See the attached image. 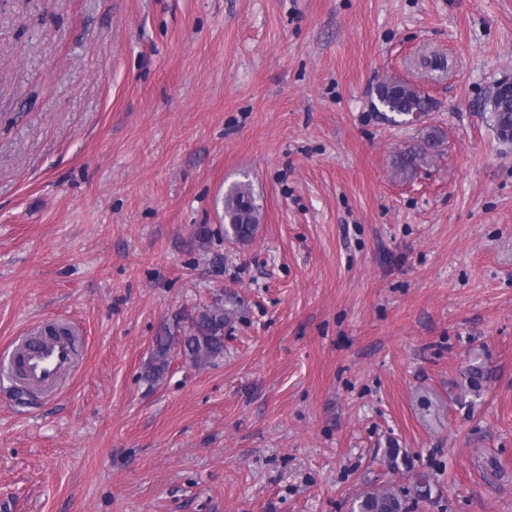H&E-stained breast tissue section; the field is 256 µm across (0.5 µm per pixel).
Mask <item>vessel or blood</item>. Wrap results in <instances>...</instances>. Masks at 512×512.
<instances>
[{
  "mask_svg": "<svg viewBox=\"0 0 512 512\" xmlns=\"http://www.w3.org/2000/svg\"><path fill=\"white\" fill-rule=\"evenodd\" d=\"M83 357L81 336L53 335L39 328L34 334L17 337L9 354L7 371L22 369L31 389L54 395L63 380Z\"/></svg>",
  "mask_w": 512,
  "mask_h": 512,
  "instance_id": "b4317fda",
  "label": "vessel or blood"
}]
</instances>
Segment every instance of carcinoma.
Wrapping results in <instances>:
<instances>
[{"label":"carcinoma","instance_id":"obj_1","mask_svg":"<svg viewBox=\"0 0 512 512\" xmlns=\"http://www.w3.org/2000/svg\"><path fill=\"white\" fill-rule=\"evenodd\" d=\"M377 101L386 112L397 115L423 114L430 111V100L417 88L391 80L377 88ZM482 111L499 140L512 142V96L493 89L482 104ZM439 140L427 134L420 146L398 154L395 166L403 173L412 172L437 147ZM259 223V205L250 184L239 182L224 195V235L239 242L250 240ZM177 350L193 365L205 366L224 356V305L218 299L190 319L180 335L166 332L155 337L154 352L146 378L155 381L165 371L170 353ZM352 512H411L407 495L392 484L369 492L356 500Z\"/></svg>","mask_w":512,"mask_h":512}]
</instances>
